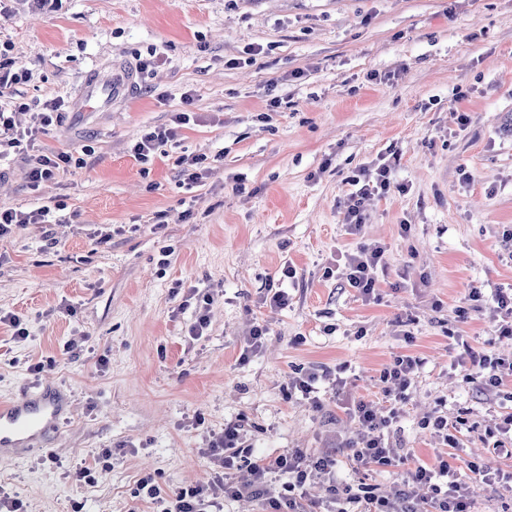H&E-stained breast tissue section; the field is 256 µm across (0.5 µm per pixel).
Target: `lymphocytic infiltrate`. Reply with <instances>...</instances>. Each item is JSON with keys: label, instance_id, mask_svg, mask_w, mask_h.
<instances>
[{"label": "lymphocytic infiltrate", "instance_id": "lymphocytic-infiltrate-1", "mask_svg": "<svg viewBox=\"0 0 512 512\" xmlns=\"http://www.w3.org/2000/svg\"><path fill=\"white\" fill-rule=\"evenodd\" d=\"M57 111V106H49L36 114L37 128L20 131L7 110L0 108V158L13 153L25 156L30 165L29 180L35 185L55 178L60 168L73 162L72 154L48 156L35 146L38 128L51 126ZM390 170V163L385 162L373 171L361 169L350 178L352 190L343 205V221L351 233H359L365 223L367 204L389 190ZM384 254L381 245L362 244L346 256L341 275L364 300L378 297V270L384 265ZM424 366L421 357L394 356L379 375L384 385L383 403L360 399L347 404L346 412L357 420L358 431L340 446L316 453L291 448L275 458L255 460L241 424L230 423L223 434L208 443L206 453L213 461L215 475L207 483L180 489L166 498L151 478L141 479L138 488L149 498L162 500V512H221L224 501L242 497L260 500L264 512H350L355 504L360 512H469L470 487L456 468L461 461L496 494L512 498V470L470 459L457 436L465 426L464 419L451 422L442 415L428 416L421 423L448 446L447 458L437 465L416 466L388 495L378 494L375 486L364 482L354 486L339 480L337 469L343 458L364 469L404 464V455L390 444L389 435L401 417L409 387ZM450 366L461 370L469 382L479 383L490 396L504 395L512 401V360L479 354L467 345ZM273 474L284 479L283 491L275 497L266 493ZM316 478L323 481L324 497L315 498L309 492Z\"/></svg>", "mask_w": 512, "mask_h": 512}]
</instances>
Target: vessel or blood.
Listing matches in <instances>:
<instances>
[{
    "instance_id": "b4317fda",
    "label": "vessel or blood",
    "mask_w": 512,
    "mask_h": 512,
    "mask_svg": "<svg viewBox=\"0 0 512 512\" xmlns=\"http://www.w3.org/2000/svg\"><path fill=\"white\" fill-rule=\"evenodd\" d=\"M133 74L128 70L111 69L103 76L85 82L82 103L108 105L125 98ZM64 411L62 398L53 391H23L18 397L0 406V460L8 461L38 449L47 429L55 426Z\"/></svg>"
}]
</instances>
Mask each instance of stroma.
<instances>
[{
    "mask_svg": "<svg viewBox=\"0 0 512 512\" xmlns=\"http://www.w3.org/2000/svg\"><path fill=\"white\" fill-rule=\"evenodd\" d=\"M149 57L124 100L82 111L88 77ZM0 62L28 74L0 105L28 104L26 127L59 102L62 124L38 142L84 160L36 188L24 160L0 161V208L53 211L0 239V314L27 330L0 324V401L43 383L70 402L43 449L0 461L26 512H157L138 479L207 482L203 449L228 423L258 458L342 442L357 428L343 399L382 401L379 371L402 353L426 366L393 444L434 463L448 447L422 420L461 416L465 448L490 458L499 408L450 361L460 337L512 358L488 306L467 302L512 285V0H0ZM185 110L176 142L136 161L141 135ZM392 152L390 191L349 234L348 178ZM183 156L203 160L191 188ZM361 243L386 248L376 302L335 272ZM194 290L213 298L196 339ZM255 323L269 333L245 360ZM301 368L346 385L313 408L288 394ZM106 449L109 473L71 479Z\"/></svg>",
    "mask_w": 512,
    "mask_h": 512,
    "instance_id": "stroma-1",
    "label": "stroma"
}]
</instances>
